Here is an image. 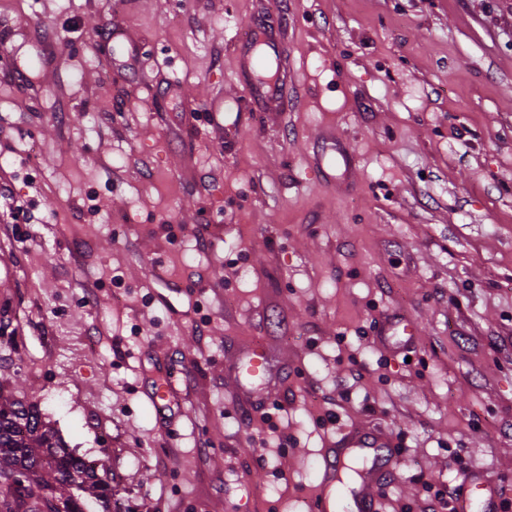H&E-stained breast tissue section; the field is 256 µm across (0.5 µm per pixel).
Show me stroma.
I'll return each instance as SVG.
<instances>
[{
    "label": "stroma",
    "mask_w": 512,
    "mask_h": 512,
    "mask_svg": "<svg viewBox=\"0 0 512 512\" xmlns=\"http://www.w3.org/2000/svg\"><path fill=\"white\" fill-rule=\"evenodd\" d=\"M256 16L273 112L238 79ZM0 325V385L112 512H308L356 424L400 450L378 512L512 489V0H0ZM246 29L249 36L237 44L240 53V70L243 75L241 84L253 103L258 104L261 110L270 112L278 107L282 98L281 82L276 75L268 78L263 76L262 71L257 73L256 50H260L263 58H274L277 62L281 53V43L275 30L260 17L252 18ZM245 73L250 76L245 77ZM234 373L246 403H271L267 387L269 368L264 348L258 344L249 348L243 358L235 364Z\"/></svg>",
    "instance_id": "35a3bbf8"
}]
</instances>
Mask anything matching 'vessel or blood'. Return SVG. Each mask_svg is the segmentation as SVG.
<instances>
[{
  "instance_id": "1",
  "label": "vessel or blood",
  "mask_w": 512,
  "mask_h": 512,
  "mask_svg": "<svg viewBox=\"0 0 512 512\" xmlns=\"http://www.w3.org/2000/svg\"><path fill=\"white\" fill-rule=\"evenodd\" d=\"M249 35L238 44L242 86L253 103L263 111L275 110L282 98L278 78H268L258 71L259 58H279L281 43L274 29L264 19L255 17L247 24ZM237 385L246 403L267 402L269 368L264 348L253 345L234 366ZM399 454L390 434L382 429L351 426L340 430L335 441L324 449L323 466L308 508L310 512H333V489L347 460L358 458L364 463L359 473L360 485L344 512H376L377 496L396 470Z\"/></svg>"
}]
</instances>
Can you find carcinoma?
Returning a JSON list of instances; mask_svg holds the SVG:
<instances>
[{"label":"carcinoma","instance_id":"1","mask_svg":"<svg viewBox=\"0 0 512 512\" xmlns=\"http://www.w3.org/2000/svg\"><path fill=\"white\" fill-rule=\"evenodd\" d=\"M17 469L29 478L0 485V512H87L91 501L112 512V485L96 466L64 448L36 405L0 386V480Z\"/></svg>","mask_w":512,"mask_h":512}]
</instances>
